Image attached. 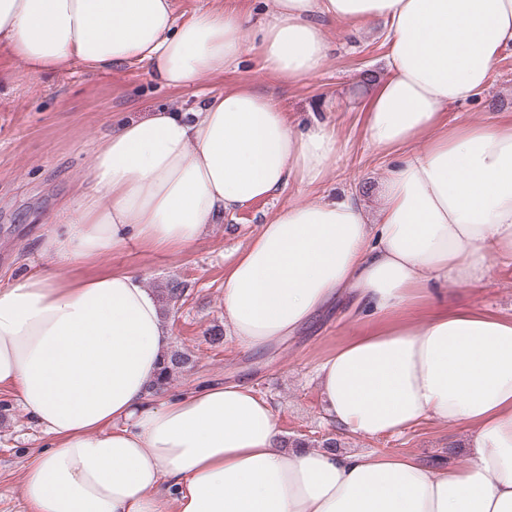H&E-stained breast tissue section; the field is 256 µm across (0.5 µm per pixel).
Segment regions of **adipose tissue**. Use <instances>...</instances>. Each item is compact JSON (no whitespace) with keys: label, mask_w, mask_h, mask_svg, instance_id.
Wrapping results in <instances>:
<instances>
[{"label":"adipose tissue","mask_w":512,"mask_h":512,"mask_svg":"<svg viewBox=\"0 0 512 512\" xmlns=\"http://www.w3.org/2000/svg\"><path fill=\"white\" fill-rule=\"evenodd\" d=\"M267 15L249 42L228 0L186 19L174 0H0V45L31 74L140 65L181 90L254 50L272 75L313 79L329 27L384 22L389 75L366 139L398 159L377 215L351 195L280 209L224 274V326L266 349L353 295L371 326L316 368L328 422L379 437L427 419L464 430L465 453L437 469L289 448L269 401L239 382L151 399L171 333L142 277L43 269L0 288V388L50 439L26 464L28 512H512V319L439 305L406 319L418 297L512 257V123L444 119L512 44V0H269ZM338 148L334 130L293 128L248 88L125 121L40 249L78 262L134 240L189 247L218 215L323 182Z\"/></svg>","instance_id":"ef3b65f1"}]
</instances>
